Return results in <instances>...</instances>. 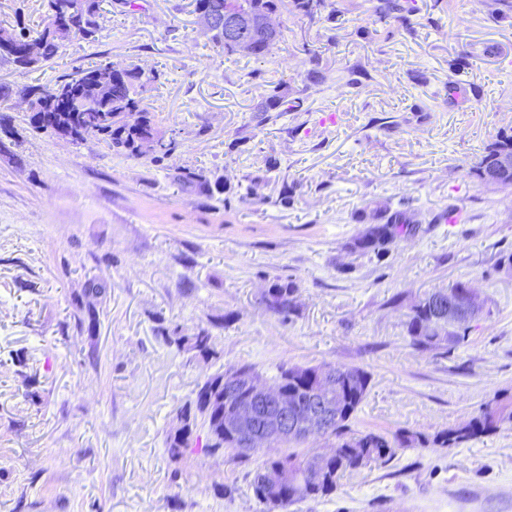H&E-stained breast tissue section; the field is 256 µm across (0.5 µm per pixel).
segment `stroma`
<instances>
[{"label":"stroma","instance_id":"35a3bbf8","mask_svg":"<svg viewBox=\"0 0 512 512\" xmlns=\"http://www.w3.org/2000/svg\"><path fill=\"white\" fill-rule=\"evenodd\" d=\"M398 2L399 15L378 0L288 7L257 58L221 53L195 0H99L96 41L72 38L32 70L0 58V512H267L247 466L166 452L205 375L239 364L270 381L284 362L368 371L358 431L431 435L512 394V275L497 267L512 187L471 172L512 134V7ZM45 18V0H0L1 24ZM100 63L143 70L172 156L30 128L24 87ZM272 82L298 111H256ZM377 205L416 226L382 258L352 248ZM276 278L298 289L286 317L263 301ZM90 280L105 293L79 325ZM459 281L482 316L451 349L414 347L411 305ZM163 327L208 330L215 357L191 361ZM286 512H512V426L400 449Z\"/></svg>","mask_w":512,"mask_h":512}]
</instances>
